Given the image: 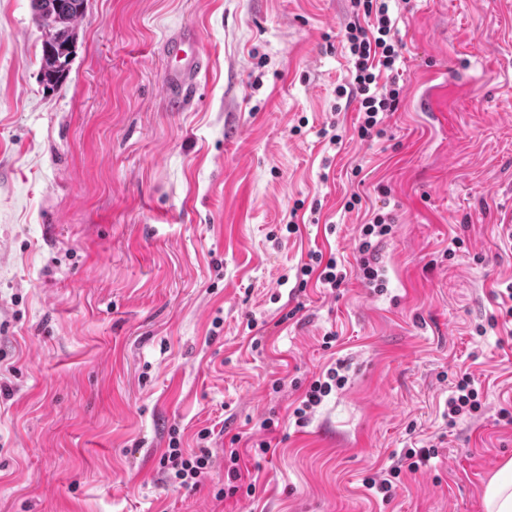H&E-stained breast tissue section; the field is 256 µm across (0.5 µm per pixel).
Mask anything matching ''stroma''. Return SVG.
<instances>
[{"label":"stroma","mask_w":512,"mask_h":512,"mask_svg":"<svg viewBox=\"0 0 512 512\" xmlns=\"http://www.w3.org/2000/svg\"><path fill=\"white\" fill-rule=\"evenodd\" d=\"M390 13L400 104L362 140L337 95L351 0H86L54 90L31 0H0V512H485L512 459V334L477 331L512 282V0ZM186 27L209 67L176 111ZM377 210L373 293L355 247ZM313 251L350 270L340 295L303 280ZM466 372L482 409L451 428ZM204 428L207 477L173 487L162 454ZM428 447L390 501L366 487ZM336 366L335 368H329L325 373L312 381L306 389L302 400L293 411L296 425L303 426L307 421L308 413L318 406L323 398L328 396L333 389L342 388L345 384L346 377L339 373L343 363L338 362Z\"/></svg>","instance_id":"35a3bbf8"}]
</instances>
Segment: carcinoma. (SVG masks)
I'll use <instances>...</instances> for the list:
<instances>
[{
	"mask_svg": "<svg viewBox=\"0 0 512 512\" xmlns=\"http://www.w3.org/2000/svg\"><path fill=\"white\" fill-rule=\"evenodd\" d=\"M86 0H33L38 25L44 32L41 72L46 85L62 83L74 55L75 28Z\"/></svg>",
	"mask_w": 512,
	"mask_h": 512,
	"instance_id": "carcinoma-1",
	"label": "carcinoma"
}]
</instances>
